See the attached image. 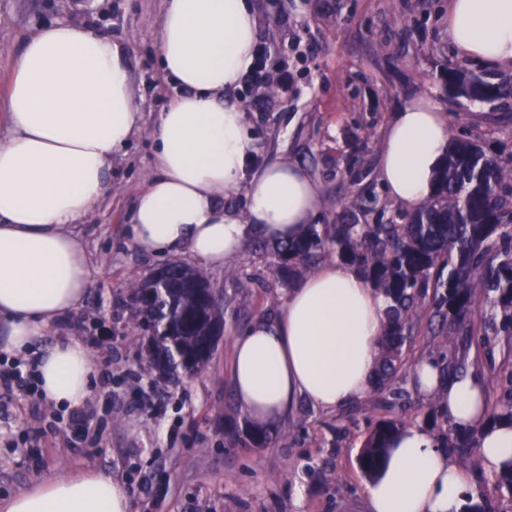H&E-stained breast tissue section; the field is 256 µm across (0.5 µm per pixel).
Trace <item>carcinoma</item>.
<instances>
[{"label":"carcinoma","mask_w":512,"mask_h":512,"mask_svg":"<svg viewBox=\"0 0 512 512\" xmlns=\"http://www.w3.org/2000/svg\"><path fill=\"white\" fill-rule=\"evenodd\" d=\"M486 92L491 101L508 99L512 80L489 82ZM366 215L359 196L350 203V222L310 224L295 239L278 243L272 272L291 283L316 263L336 259L359 267L388 301L372 396L390 415L368 429L358 456L366 476L379 471L394 439L420 416L423 425L439 430L441 447L470 456L479 447V430L438 428L441 396L414 408L396 381L406 370L405 347L421 331L430 336L426 355L440 362L443 376L465 373L470 364L454 341L464 334L478 355L501 351L500 364L492 362L484 371L494 396L488 422L512 423V168L487 155L476 141L452 133L435 192L420 209L386 223H360L359 217ZM169 275L170 288L151 299L146 298L147 279L129 285L139 316L131 335L146 343L153 340L150 331L164 323L171 326L175 335L155 344L152 354L141 355L139 368L177 378L187 355H196L204 365L212 359L216 340L206 327L224 320V299L206 304L194 300L196 290L210 287L197 268L172 262ZM278 437L277 429L244 416L227 434L230 444L253 448H264ZM480 489L483 499L491 491L512 502V465L492 480L481 478Z\"/></svg>","instance_id":"carcinoma-1"}]
</instances>
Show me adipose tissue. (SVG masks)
Segmentation results:
<instances>
[{
    "mask_svg": "<svg viewBox=\"0 0 512 512\" xmlns=\"http://www.w3.org/2000/svg\"><path fill=\"white\" fill-rule=\"evenodd\" d=\"M257 29L254 0H166L157 39L174 96L156 115L155 168L130 212L139 251L221 267L249 239L287 241L320 216L324 199L301 166H253L246 112L229 97L253 62ZM448 41L462 59L512 69V0H448ZM0 118L10 131L0 139V352L34 360L47 399L79 408L93 393L92 352L69 337L45 350L40 342L89 291L91 260L74 228L111 192L112 160L140 125L126 48L87 24L39 28L14 60ZM447 149L441 106L406 100L382 134L377 177L387 198L406 212L419 208ZM239 188L244 210L225 209V193ZM385 309L353 265L331 261L307 274L277 319L233 339L229 376L240 410L272 426L302 400L326 411L364 400L377 378ZM411 381L422 396L443 393L449 425L481 427L485 476L512 464V426L485 424L482 375L443 380L426 356ZM476 492L429 431L411 424L363 499L368 512H460ZM0 512H130V500L121 483L87 469L0 498Z\"/></svg>",
    "mask_w": 512,
    "mask_h": 512,
    "instance_id": "obj_1",
    "label": "adipose tissue"
}]
</instances>
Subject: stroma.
<instances>
[{
	"mask_svg": "<svg viewBox=\"0 0 512 512\" xmlns=\"http://www.w3.org/2000/svg\"><path fill=\"white\" fill-rule=\"evenodd\" d=\"M258 42L270 48L267 69L288 86H239L231 95L248 114L258 160H292L319 185L326 207L319 221L341 224L356 194L375 198V223L398 217L376 177L380 134L407 98L434 97L454 134L478 141L512 162V99L455 98L444 88L448 68L495 81L502 73L460 59L448 43V0H256ZM164 0H0V101L13 61L37 27L90 22L128 50L129 71L145 122L173 92L158 67L157 26ZM155 164L148 131L132 140L108 175L114 187L79 232L98 264L84 304L59 323L95 357L97 381L81 415L0 388V496L39 478L97 469L125 485L131 512H366V477L358 455L371 401L327 413L300 403L281 438L266 448L231 446L224 415L233 404L227 376L232 340L258 319L276 317L288 289L272 273L274 257L248 242L225 266L207 268L227 309L224 334L199 373L169 381L142 372V350L130 337L131 281L159 258L140 253L128 216Z\"/></svg>",
	"mask_w": 512,
	"mask_h": 512,
	"instance_id": "1",
	"label": "stroma"
}]
</instances>
